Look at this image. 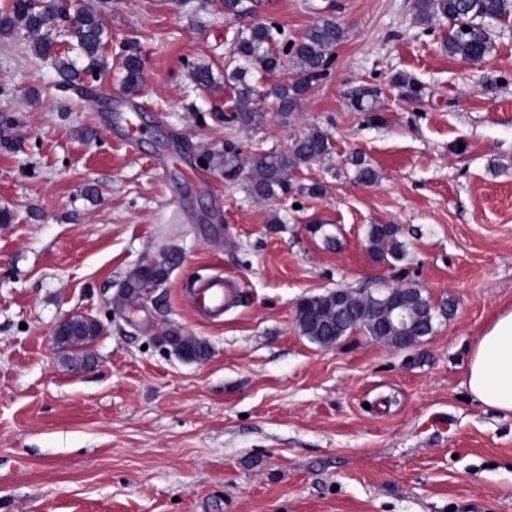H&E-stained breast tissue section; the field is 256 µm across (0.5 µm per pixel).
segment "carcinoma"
Returning <instances> with one entry per match:
<instances>
[{"label": "carcinoma", "instance_id": "carcinoma-1", "mask_svg": "<svg viewBox=\"0 0 512 512\" xmlns=\"http://www.w3.org/2000/svg\"><path fill=\"white\" fill-rule=\"evenodd\" d=\"M417 19L429 25L436 18L449 22L444 45L448 55L458 56L469 63H479L492 49L491 36L485 28L487 20L512 18V0H417ZM67 23L63 35L69 39L71 50L87 60L79 68L70 57L55 58V64L64 79L70 83L83 82V76L101 66L100 51L104 44L105 28L100 15L83 8L73 11L42 0H13L11 7L0 10V35L24 34L32 39L34 52L41 57L51 56L60 21ZM282 35L275 24L258 23L240 34L234 46V55L241 64L227 74L233 83L235 109L229 122L241 127L259 126L266 120V112L256 107V86L247 81V74L260 69L276 71L288 63L291 78L267 92L277 103V111L286 115L299 109L313 83L326 75L332 60V51L341 44L346 31L334 17H322L311 25L301 38L292 43L284 40L274 48V35ZM123 83L128 94L137 92L142 79L143 62L136 52L123 58ZM330 136L318 127L311 128L297 138L286 150L258 152L251 155L248 164L247 189L250 195L262 200H278L288 196L292 189L288 173L304 164L329 154ZM224 167V177L237 179L242 172L239 152L229 146L218 162ZM366 248L378 261L386 262L404 255V245L398 240L394 224H370L365 230ZM166 266L137 265L123 283L118 303L123 305L149 294L167 278ZM344 302L355 313L352 322L338 323L336 291L305 298L296 304L295 316L302 335L311 342L327 346L354 332L385 341L396 347L405 336H428L433 332L436 310L422 291L413 288V299L404 301V293L388 286L375 292L342 290ZM404 302L407 321L399 328L385 329L391 309ZM102 327L93 318H75L58 330V345L82 353L78 365L87 367L91 358L84 349L101 333ZM164 342L179 358L189 356L196 361L209 355L206 342L172 329Z\"/></svg>", "mask_w": 512, "mask_h": 512}]
</instances>
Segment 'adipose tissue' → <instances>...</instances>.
<instances>
[{
    "label": "adipose tissue",
    "instance_id": "obj_1",
    "mask_svg": "<svg viewBox=\"0 0 512 512\" xmlns=\"http://www.w3.org/2000/svg\"><path fill=\"white\" fill-rule=\"evenodd\" d=\"M467 386L480 404L512 413V310L500 313L473 346Z\"/></svg>",
    "mask_w": 512,
    "mask_h": 512
}]
</instances>
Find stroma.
Masks as SVG:
<instances>
[{"label": "stroma", "mask_w": 512, "mask_h": 512, "mask_svg": "<svg viewBox=\"0 0 512 512\" xmlns=\"http://www.w3.org/2000/svg\"><path fill=\"white\" fill-rule=\"evenodd\" d=\"M71 5L108 33L90 95L55 68L66 37L42 58L0 36V512H512V414L466 387L471 348L512 308V20L470 64L415 0H245L231 17L224 0ZM324 16L347 34L301 108L269 98L261 126L225 123L238 34L263 21L296 40ZM130 43L145 62L131 96ZM198 65L214 88L195 86ZM127 99L132 140L104 114ZM314 126L331 152L291 172L288 198L256 200L207 163ZM358 156L375 183L357 181ZM370 224L398 226L402 260H374ZM170 251L167 281L116 309L126 273ZM225 274L236 303L199 312L193 286ZM399 283L448 306L413 349L298 329L301 297ZM72 314L103 327L82 370L54 341ZM171 325L209 358L170 353Z\"/></svg>", "instance_id": "35a3bbf8"}]
</instances>
